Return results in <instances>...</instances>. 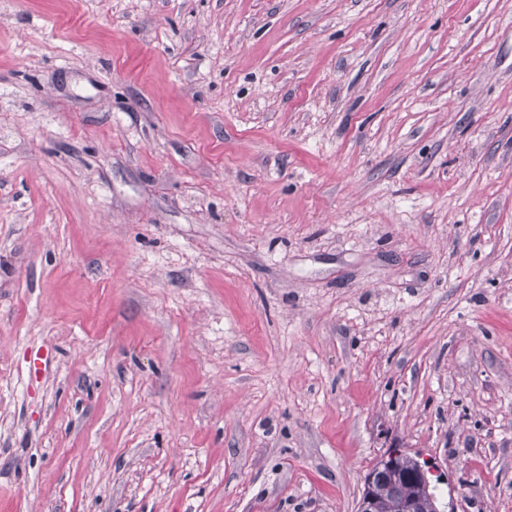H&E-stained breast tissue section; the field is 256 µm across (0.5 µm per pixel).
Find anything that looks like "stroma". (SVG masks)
Listing matches in <instances>:
<instances>
[{
  "label": "stroma",
  "mask_w": 512,
  "mask_h": 512,
  "mask_svg": "<svg viewBox=\"0 0 512 512\" xmlns=\"http://www.w3.org/2000/svg\"><path fill=\"white\" fill-rule=\"evenodd\" d=\"M512 512V0H0V512ZM395 457V450H387L381 456L379 460L380 464L377 469L371 470L365 475L358 512L381 511L382 504L379 496V488L385 484L382 489L385 509L383 512H396L395 505L404 497L405 498L397 506V512H423L424 508L428 510L427 512H432L433 505L431 501L426 499L424 503L421 494H411L416 490L415 488L402 481H395L398 475L393 473V467L390 463L391 459Z\"/></svg>",
  "instance_id": "obj_1"
}]
</instances>
